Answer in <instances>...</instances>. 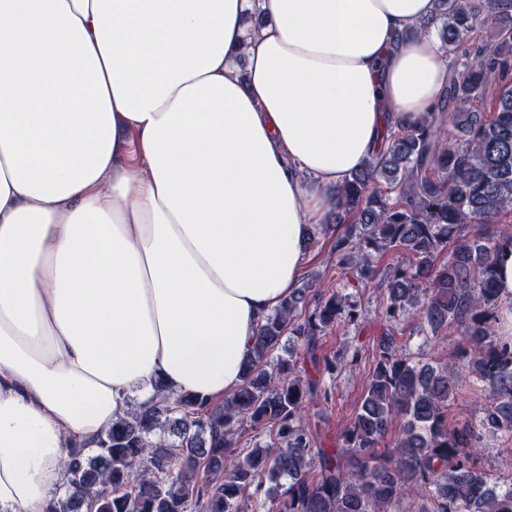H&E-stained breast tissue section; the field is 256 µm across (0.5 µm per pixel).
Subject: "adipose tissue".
Masks as SVG:
<instances>
[{
  "mask_svg": "<svg viewBox=\"0 0 512 512\" xmlns=\"http://www.w3.org/2000/svg\"><path fill=\"white\" fill-rule=\"evenodd\" d=\"M437 0H0V512L156 380L222 400L308 227L450 78ZM404 37L389 52L391 34Z\"/></svg>",
  "mask_w": 512,
  "mask_h": 512,
  "instance_id": "adipose-tissue-1",
  "label": "adipose tissue"
}]
</instances>
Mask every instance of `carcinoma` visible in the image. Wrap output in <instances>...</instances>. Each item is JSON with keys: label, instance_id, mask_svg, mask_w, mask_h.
<instances>
[{"label": "carcinoma", "instance_id": "cac0c4a2", "mask_svg": "<svg viewBox=\"0 0 512 512\" xmlns=\"http://www.w3.org/2000/svg\"><path fill=\"white\" fill-rule=\"evenodd\" d=\"M489 25L476 41L477 27ZM432 28L451 58L448 92L419 122L387 124L371 160L339 189L327 218L343 225L333 245L336 291L314 293L306 280L284 298L259 325L242 383L224 403L177 397L156 381L152 404L133 405L93 452H69L75 492L48 512H241L248 488L266 482L274 494L254 512H397L408 494L429 501L427 512H512V482L503 488L476 466L485 435L512 437V338L501 335L496 288L512 231L458 233L512 213V0H440L420 31ZM490 87L486 120L469 108ZM391 252L406 261L379 265ZM374 280L389 329L341 443L318 449V431L299 415L329 400L321 375L339 363L318 353L319 338L357 319L353 288ZM412 314L435 334L465 324L467 367L492 387L479 420L448 426L457 363L420 367L399 353L393 327ZM286 335L298 351L271 362ZM397 417L401 433L378 452ZM243 422L269 444L239 451L234 430Z\"/></svg>", "mask_w": 512, "mask_h": 512}]
</instances>
